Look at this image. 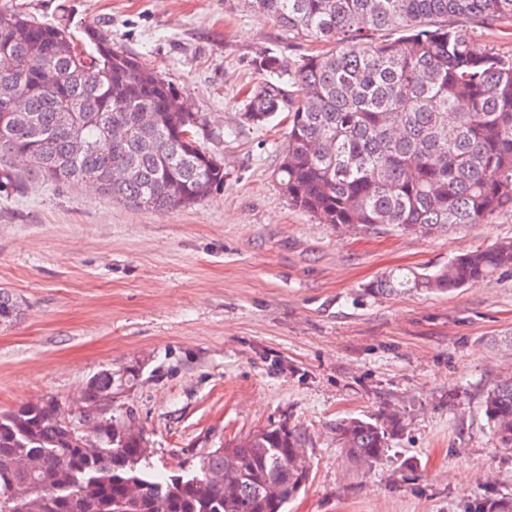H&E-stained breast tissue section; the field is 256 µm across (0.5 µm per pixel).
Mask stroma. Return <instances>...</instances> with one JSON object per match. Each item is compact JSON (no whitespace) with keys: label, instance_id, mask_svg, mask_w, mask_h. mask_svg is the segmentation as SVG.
I'll return each mask as SVG.
<instances>
[{"label":"stroma","instance_id":"obj_1","mask_svg":"<svg viewBox=\"0 0 512 512\" xmlns=\"http://www.w3.org/2000/svg\"><path fill=\"white\" fill-rule=\"evenodd\" d=\"M37 21L135 55L203 118L224 163L220 191L145 210L85 183L0 182V412L44 396L75 404L92 376L137 370L112 396L151 442L155 471L282 423L303 428L309 482L287 512H467L512 495V454L482 402L512 375V275L450 293L376 295L395 268L432 272L512 237V213L431 236L343 233L293 208L274 175L286 125L240 114L265 51L297 63L321 51L289 38L247 0H0ZM399 413L377 466L353 470L331 428Z\"/></svg>","mask_w":512,"mask_h":512}]
</instances>
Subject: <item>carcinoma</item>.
Instances as JSON below:
<instances>
[{"label": "carcinoma", "instance_id": "cac0c4a2", "mask_svg": "<svg viewBox=\"0 0 512 512\" xmlns=\"http://www.w3.org/2000/svg\"><path fill=\"white\" fill-rule=\"evenodd\" d=\"M288 37L330 49L291 66L272 52L249 91L243 119L256 127L287 113L276 178L289 203L322 223L360 234L434 235L512 212V54L471 50L472 23L512 25V0H249ZM88 53L69 32L0 9V88L27 101L0 122V159L21 155L35 177L91 180L144 209L198 204L224 186V163L197 139L193 112L174 111L179 90L107 47L95 28ZM116 125L125 139L112 135ZM512 274V238L460 253L433 273L391 271L369 291L449 292ZM18 301L0 289V324ZM124 374L89 379L82 421L119 390ZM59 401L0 414V512H285L306 486V433L281 424L200 458L184 475H159L134 435L81 442L57 418ZM482 410L497 447L512 452V380ZM400 417L336 420V445L369 472ZM474 512H512V497Z\"/></svg>", "mask_w": 512, "mask_h": 512}]
</instances>
